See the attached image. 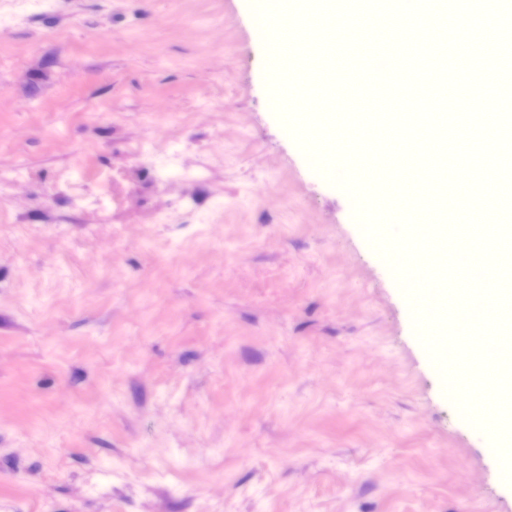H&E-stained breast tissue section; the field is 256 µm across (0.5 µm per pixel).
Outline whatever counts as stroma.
I'll use <instances>...</instances> for the list:
<instances>
[{"label": "stroma", "instance_id": "stroma-1", "mask_svg": "<svg viewBox=\"0 0 512 512\" xmlns=\"http://www.w3.org/2000/svg\"><path fill=\"white\" fill-rule=\"evenodd\" d=\"M250 0H0V512H512Z\"/></svg>", "mask_w": 512, "mask_h": 512}]
</instances>
